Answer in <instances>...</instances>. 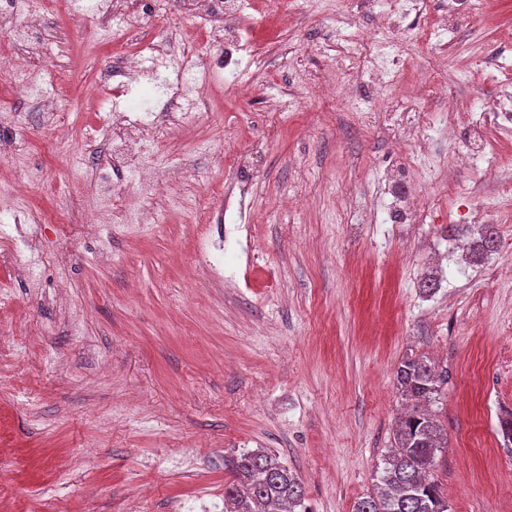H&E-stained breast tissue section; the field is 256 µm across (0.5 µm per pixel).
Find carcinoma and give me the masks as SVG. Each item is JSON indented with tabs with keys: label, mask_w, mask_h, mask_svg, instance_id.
I'll return each mask as SVG.
<instances>
[{
	"label": "carcinoma",
	"mask_w": 512,
	"mask_h": 512,
	"mask_svg": "<svg viewBox=\"0 0 512 512\" xmlns=\"http://www.w3.org/2000/svg\"><path fill=\"white\" fill-rule=\"evenodd\" d=\"M496 230L484 224L470 242V256L479 260L496 252ZM397 389L410 408L396 422L394 448L378 476V491L355 505V512H448L438 484L429 478L438 452L448 447L439 409L448 375L425 356H407L396 370ZM503 446L512 448V410L499 417ZM232 480L224 485L225 512H296L303 487L276 455L264 450L224 456Z\"/></svg>",
	"instance_id": "1"
}]
</instances>
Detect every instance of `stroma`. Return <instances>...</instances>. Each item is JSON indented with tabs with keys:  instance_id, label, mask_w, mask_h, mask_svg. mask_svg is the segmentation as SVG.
Returning <instances> with one entry per match:
<instances>
[{
	"instance_id": "obj_1",
	"label": "stroma",
	"mask_w": 512,
	"mask_h": 512,
	"mask_svg": "<svg viewBox=\"0 0 512 512\" xmlns=\"http://www.w3.org/2000/svg\"><path fill=\"white\" fill-rule=\"evenodd\" d=\"M113 0H51L29 32L24 0L0 45L25 47L28 89L0 86V512H224L230 452L265 448L301 481L303 512H353L376 488L404 408L408 355L447 371L448 446L432 475L449 512H512V150L458 165L448 102L481 111L512 83L492 72L512 0L493 27L460 18L439 69L409 29L378 28L399 0H281L288 25L258 54L211 70L213 99L185 119L145 59L120 73L129 29L100 39ZM165 0L141 27L207 59L223 33ZM374 34L396 81L340 58ZM253 155L231 191L226 137ZM138 166H105L123 144ZM227 201L201 219L199 190ZM132 192L121 224L66 238L85 208ZM467 205L499 246L466 260L449 227ZM438 275L437 290L422 284Z\"/></svg>"
}]
</instances>
